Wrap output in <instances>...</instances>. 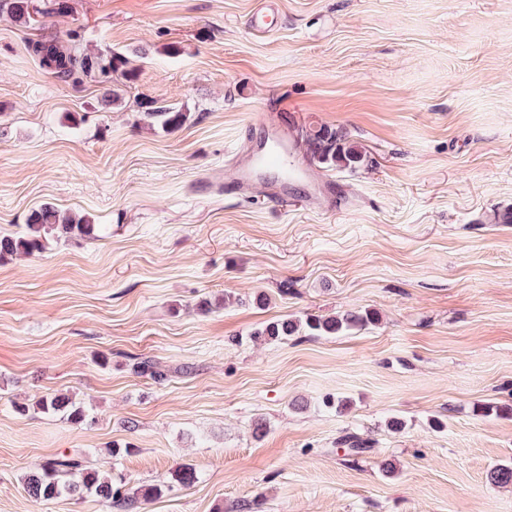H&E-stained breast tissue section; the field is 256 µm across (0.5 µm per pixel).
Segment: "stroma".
Listing matches in <instances>:
<instances>
[{
	"instance_id": "1",
	"label": "stroma",
	"mask_w": 512,
	"mask_h": 512,
	"mask_svg": "<svg viewBox=\"0 0 512 512\" xmlns=\"http://www.w3.org/2000/svg\"><path fill=\"white\" fill-rule=\"evenodd\" d=\"M274 3L265 33L263 0L0 15V234L44 204L105 228L0 261V512H117L31 499L22 476L62 457L163 485L137 512H512L487 477L512 465V418L481 411L512 403V0ZM72 33L136 79L53 77L28 44ZM163 106L193 123L163 131ZM320 125L367 164L295 152L289 207L225 192L236 153ZM365 309L378 323L343 335L248 339ZM54 394L85 422L36 409ZM348 432L371 450L337 449Z\"/></svg>"
}]
</instances>
